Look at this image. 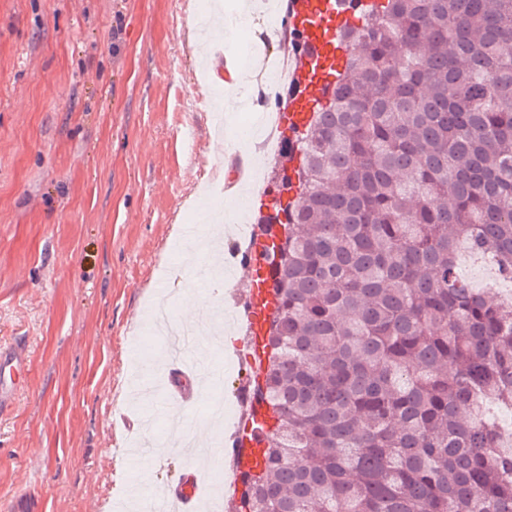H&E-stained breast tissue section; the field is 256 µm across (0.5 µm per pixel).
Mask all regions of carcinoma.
Masks as SVG:
<instances>
[{"instance_id": "1", "label": "carcinoma", "mask_w": 512, "mask_h": 512, "mask_svg": "<svg viewBox=\"0 0 512 512\" xmlns=\"http://www.w3.org/2000/svg\"><path fill=\"white\" fill-rule=\"evenodd\" d=\"M307 128L235 512H512V0H382Z\"/></svg>"}]
</instances>
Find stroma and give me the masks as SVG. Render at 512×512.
<instances>
[{
  "label": "stroma",
  "instance_id": "35a3bbf8",
  "mask_svg": "<svg viewBox=\"0 0 512 512\" xmlns=\"http://www.w3.org/2000/svg\"><path fill=\"white\" fill-rule=\"evenodd\" d=\"M197 0H0V351L27 350V369L0 411V507L112 512L137 492L178 484L177 449L133 460L122 450L154 419L153 436L206 438L209 403L170 409L155 393L167 351L143 337L144 310L182 293L203 320L237 301L244 271L214 287V255L190 248L223 219L234 155L194 88ZM216 28V52L278 53L264 15Z\"/></svg>",
  "mask_w": 512,
  "mask_h": 512
}]
</instances>
